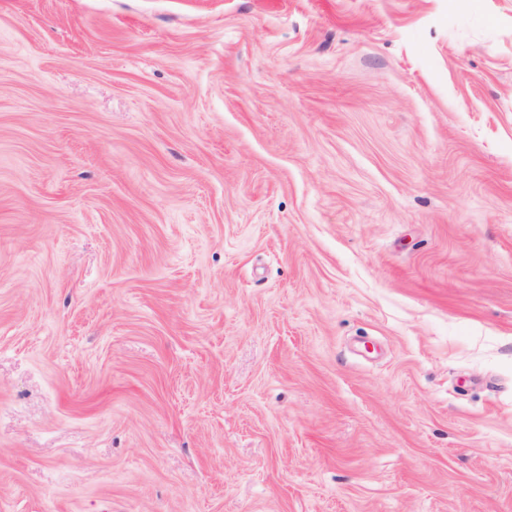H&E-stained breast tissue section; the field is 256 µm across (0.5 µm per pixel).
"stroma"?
<instances>
[{
	"label": "stroma",
	"mask_w": 512,
	"mask_h": 512,
	"mask_svg": "<svg viewBox=\"0 0 512 512\" xmlns=\"http://www.w3.org/2000/svg\"><path fill=\"white\" fill-rule=\"evenodd\" d=\"M0 512H512V0H0Z\"/></svg>",
	"instance_id": "1"
}]
</instances>
